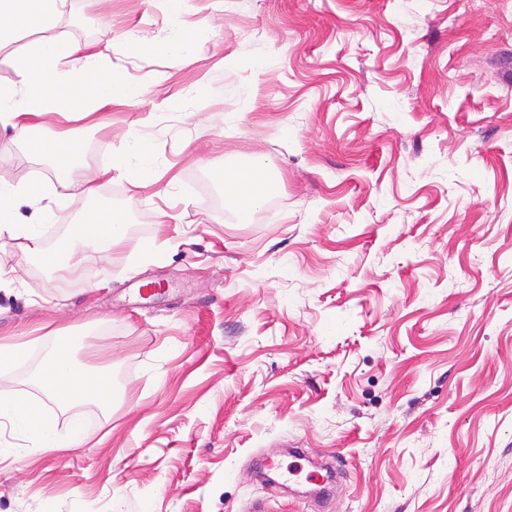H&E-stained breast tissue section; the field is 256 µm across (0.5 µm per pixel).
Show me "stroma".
Returning a JSON list of instances; mask_svg holds the SVG:
<instances>
[{
  "instance_id": "obj_1",
  "label": "stroma",
  "mask_w": 512,
  "mask_h": 512,
  "mask_svg": "<svg viewBox=\"0 0 512 512\" xmlns=\"http://www.w3.org/2000/svg\"><path fill=\"white\" fill-rule=\"evenodd\" d=\"M66 0L48 37L103 50L122 101L78 128L123 242L45 268L0 238V394L39 399L54 334L105 356L112 404L53 402L83 447L0 459V512H512V0ZM112 23L104 39V21ZM203 30L193 62L162 46ZM143 44L138 53L127 40ZM153 182L114 165L130 136ZM0 178L51 179L0 127ZM262 160L247 220L224 173ZM342 455L321 505L256 463Z\"/></svg>"
}]
</instances>
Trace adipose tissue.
I'll return each mask as SVG.
<instances>
[{"label": "adipose tissue", "instance_id": "ef3b65f1", "mask_svg": "<svg viewBox=\"0 0 512 512\" xmlns=\"http://www.w3.org/2000/svg\"><path fill=\"white\" fill-rule=\"evenodd\" d=\"M64 0H0V46L11 42L19 28L49 31L56 27ZM17 81L0 83V126L11 128L14 141L31 140L37 118L52 115L57 122L79 116L94 125L105 122V108L116 103L117 92L111 82H101L92 95H85L82 78L89 73L105 71L102 51L88 45L73 44L64 48L52 41L32 42L12 60ZM63 88L79 98L78 113L59 107L49 94L50 89ZM49 160L57 175L55 187L38 179L8 181L0 179V237L22 240L27 253L44 255V234L57 214L46 199L51 189H59L61 197H90L97 191L99 180L108 169L79 175L80 157L70 152L50 154ZM272 189L254 169H237L224 176L225 206L238 218L247 217ZM121 213H113L108 224H78L76 234L67 238L64 258L71 261L79 252H105L124 238ZM42 387L55 397L78 403L93 400L109 404L112 385L104 378H90L73 364L63 347H56L46 358L41 372ZM0 420L8 421L16 432L37 451L69 450L80 447L86 439L81 424H73L67 434H59L54 418L37 411L25 398H0Z\"/></svg>", "mask_w": 512, "mask_h": 512}]
</instances>
